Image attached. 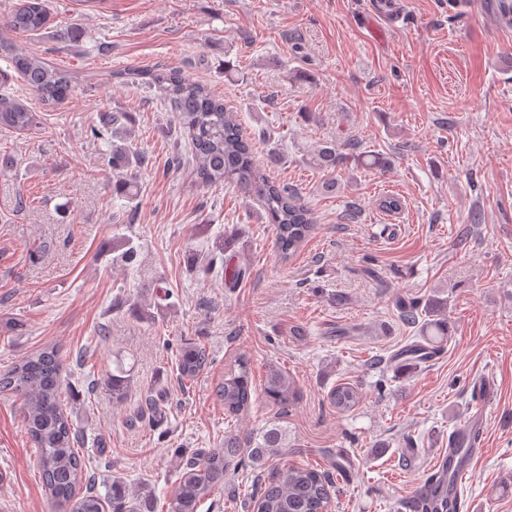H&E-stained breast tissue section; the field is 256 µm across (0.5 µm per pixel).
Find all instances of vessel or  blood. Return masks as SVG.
<instances>
[{"mask_svg":"<svg viewBox=\"0 0 512 512\" xmlns=\"http://www.w3.org/2000/svg\"><path fill=\"white\" fill-rule=\"evenodd\" d=\"M482 422L483 415L477 411L461 428L449 433L447 449L435 457L429 477L419 481L416 497L429 504L449 502L464 512L466 503L460 495V483L486 452L485 440L472 437Z\"/></svg>","mask_w":512,"mask_h":512,"instance_id":"b4317fda","label":"vessel or blood"}]
</instances>
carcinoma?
I'll return each instance as SVG.
<instances>
[{
  "label": "carcinoma",
  "mask_w": 512,
  "mask_h": 512,
  "mask_svg": "<svg viewBox=\"0 0 512 512\" xmlns=\"http://www.w3.org/2000/svg\"><path fill=\"white\" fill-rule=\"evenodd\" d=\"M6 27L15 33L35 34L51 25L48 0H17L9 8ZM0 57L7 60L28 89L44 106L53 108L72 92L76 76L68 70L52 66L42 59L26 54L7 39L0 40ZM119 77L127 82L155 89L168 100L187 139L194 172L198 181L207 186L230 183L248 197L260 202L268 223L272 224L275 244L282 262L290 261L303 243L315 231L312 211L297 189L273 179L267 164L257 161L252 140L243 131L238 113L226 107L207 86L192 82L173 68L130 69ZM39 114L15 95L0 93V131L30 130L38 124ZM134 117L130 112H114L106 117L103 129L94 130L98 138L109 136L112 151L108 163L121 173L113 193L130 202L137 197V175L145 164L143 153L130 143ZM355 168L384 169L388 160L380 154L362 152L347 156L333 142L324 143L307 162L331 177L324 189L336 191L333 173L348 160ZM140 246L134 238L119 235L112 238L114 260L126 264L137 256ZM401 320L417 328L419 341L398 353L401 371L410 373L418 365L430 361L440 350L448 335L446 301L430 299L426 303L395 299ZM211 364L207 350L194 342L183 343L176 357L177 378L181 384L195 381ZM64 366L60 351L54 346L41 348L0 374V392H11L23 398V425L34 447L39 449L38 464L43 485L57 512H156L150 494L129 497L120 481H112V501L98 492L90 474L83 468L79 449L83 436L73 427L62 396L65 391ZM112 395L125 398L130 379L119 366L105 381ZM270 404L286 414L299 394L297 380L278 367L266 375L261 388ZM249 358L238 355L215 385L213 394L224 406V415L237 417L252 406L253 394ZM329 405L339 413H350L361 402V393L350 382H341L327 393ZM285 428L272 425L255 436L243 439L237 435L224 438V447L204 449L186 464L177 486L166 499L164 512H198L200 505L214 493L224 491L231 472L244 462L258 471L251 495L252 512H332L333 495L337 488L334 469L291 465L272 476H265L267 461L283 455Z\"/></svg>",
  "instance_id": "1"
}]
</instances>
